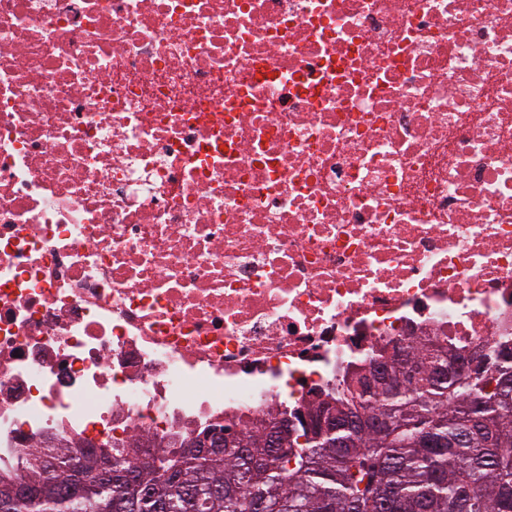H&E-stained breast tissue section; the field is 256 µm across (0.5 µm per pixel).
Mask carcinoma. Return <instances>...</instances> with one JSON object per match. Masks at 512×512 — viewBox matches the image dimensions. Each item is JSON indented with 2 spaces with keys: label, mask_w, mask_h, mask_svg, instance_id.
<instances>
[{
  "label": "carcinoma",
  "mask_w": 512,
  "mask_h": 512,
  "mask_svg": "<svg viewBox=\"0 0 512 512\" xmlns=\"http://www.w3.org/2000/svg\"><path fill=\"white\" fill-rule=\"evenodd\" d=\"M380 357L277 448L274 417L148 461L130 446L34 451L0 475V512H512V348L471 373L432 340Z\"/></svg>",
  "instance_id": "obj_1"
}]
</instances>
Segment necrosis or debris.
I'll return each mask as SVG.
<instances>
[{"mask_svg": "<svg viewBox=\"0 0 512 512\" xmlns=\"http://www.w3.org/2000/svg\"><path fill=\"white\" fill-rule=\"evenodd\" d=\"M512 345V0H0V466Z\"/></svg>", "mask_w": 512, "mask_h": 512, "instance_id": "necrosis-or-debris-1", "label": "necrosis or debris"}]
</instances>
